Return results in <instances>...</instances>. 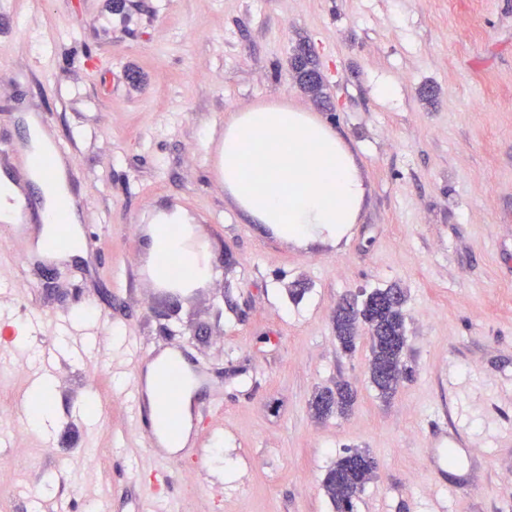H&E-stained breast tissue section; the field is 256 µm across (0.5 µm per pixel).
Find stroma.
Wrapping results in <instances>:
<instances>
[{
	"instance_id": "stroma-1",
	"label": "stroma",
	"mask_w": 512,
	"mask_h": 512,
	"mask_svg": "<svg viewBox=\"0 0 512 512\" xmlns=\"http://www.w3.org/2000/svg\"><path fill=\"white\" fill-rule=\"evenodd\" d=\"M301 44L324 99L296 81ZM273 102L329 118L356 158L367 193L336 245L284 242L224 192L225 117ZM22 108L71 147L75 231L98 242L49 270L30 239L0 250V323L38 340L56 384L48 431L0 419V454L18 460L0 512H131L147 497L123 479L151 461L111 354L176 344L222 409L178 462L167 512H334L321 482L355 448L378 469L353 512H512V0H0V142ZM174 208L214 271L195 288L157 287L146 267L151 219ZM394 282L412 372L385 400L367 330L343 353L334 318ZM36 314L60 329L34 335ZM91 333L98 351L58 348ZM27 360L13 342L0 355L9 407ZM339 382L352 411L316 419L314 392ZM444 405L473 448L438 473Z\"/></svg>"
}]
</instances>
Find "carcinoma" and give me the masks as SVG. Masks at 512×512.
I'll return each instance as SVG.
<instances>
[{
  "label": "carcinoma",
  "mask_w": 512,
  "mask_h": 512,
  "mask_svg": "<svg viewBox=\"0 0 512 512\" xmlns=\"http://www.w3.org/2000/svg\"><path fill=\"white\" fill-rule=\"evenodd\" d=\"M301 53L292 58L293 69L297 73L300 87L317 99L323 98V80L313 58L312 52L300 47ZM406 296V292L394 283L385 288L371 291L365 301L349 313L352 304L347 302L336 310L334 329L336 341L341 349L352 352L356 347L359 325L367 327L370 334L369 367L371 383L380 397L387 399L397 390L404 375L408 374L404 355L407 344L405 316L403 309L384 306V302L393 294ZM392 360L397 366L393 378H382L378 374L380 364ZM355 395L346 384L336 385V389H325L315 393L311 401V410L317 419L333 413L345 415L352 410ZM377 462L366 449H355L338 458L329 468L322 482L325 494L333 503L336 512H353V500L361 493L365 485L375 476ZM359 472L361 484L352 482L351 476Z\"/></svg>",
  "instance_id": "1"
}]
</instances>
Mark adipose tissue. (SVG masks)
<instances>
[{
    "instance_id": "obj_1",
    "label": "adipose tissue",
    "mask_w": 512,
    "mask_h": 512,
    "mask_svg": "<svg viewBox=\"0 0 512 512\" xmlns=\"http://www.w3.org/2000/svg\"><path fill=\"white\" fill-rule=\"evenodd\" d=\"M218 168L224 191L253 223L299 246L336 244L355 223L365 188L355 157L324 118L285 104L255 105L230 114ZM175 210L150 225L148 252L158 275L202 284Z\"/></svg>"
}]
</instances>
